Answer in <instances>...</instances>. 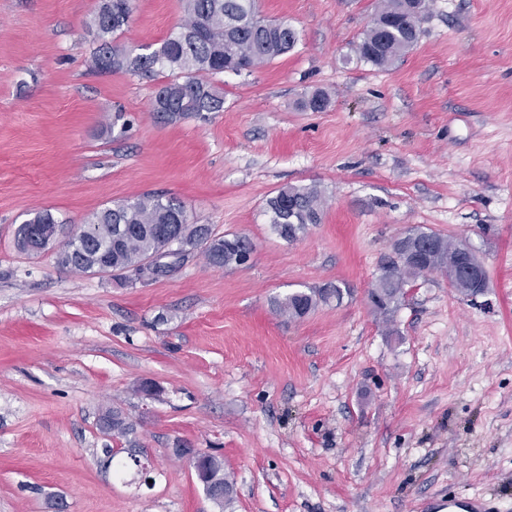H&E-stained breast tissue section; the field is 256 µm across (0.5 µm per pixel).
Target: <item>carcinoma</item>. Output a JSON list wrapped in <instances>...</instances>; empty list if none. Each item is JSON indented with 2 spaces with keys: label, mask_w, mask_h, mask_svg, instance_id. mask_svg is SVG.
Here are the masks:
<instances>
[{
  "label": "carcinoma",
  "mask_w": 512,
  "mask_h": 512,
  "mask_svg": "<svg viewBox=\"0 0 512 512\" xmlns=\"http://www.w3.org/2000/svg\"><path fill=\"white\" fill-rule=\"evenodd\" d=\"M184 19L178 30L155 49L133 54L117 44V38L128 27L132 0H97L89 22L98 46L90 57V67L97 72H127L152 76L169 72L158 87L152 111L169 120H178L201 112L224 111V92L211 81L218 73H241L267 64L288 54L299 40L296 30L285 22L259 18L256 0H181ZM428 12L427 0H381L356 51L361 59L374 66L385 67L404 57L417 44L422 23ZM326 92L315 89L304 93L296 102L301 111L322 112L329 106ZM324 197L317 186H286L266 202L269 221L287 241H295L310 224L322 220ZM88 225L96 230V238L80 241L72 253L73 269L84 271L83 256L98 253L112 271L136 270L144 276H155L145 260L169 247L175 241L191 250L203 246L210 265L224 268L244 261L251 248L241 236H215L205 224L189 223L182 201L166 194L146 193L121 203L106 206L93 213ZM408 240L433 238L441 246L439 258L431 271H438L452 257L458 241L420 229L407 231ZM382 285L376 312L392 314L401 304L405 288L424 276L413 263L379 264ZM344 289L336 285L330 295L311 291L294 292L276 302L279 312L299 319L320 303L334 299L341 302ZM101 429L116 437L133 432L122 413L106 410L100 417ZM207 482L206 494L212 500L231 502L234 482L213 456L199 464Z\"/></svg>",
  "instance_id": "obj_1"
}]
</instances>
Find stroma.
<instances>
[{
  "mask_svg": "<svg viewBox=\"0 0 512 512\" xmlns=\"http://www.w3.org/2000/svg\"><path fill=\"white\" fill-rule=\"evenodd\" d=\"M96 3L0 0V512H512V0H428L386 68L356 53L379 0H257L296 47L213 75L223 111L175 122L152 111L161 76L90 69ZM132 6L119 43L135 53L182 18L180 0ZM316 88L330 107L298 110ZM287 185L325 198L294 242L264 213ZM147 192L248 237L247 262L198 249L130 281L16 246L31 213L76 233ZM411 228L474 246L485 292L438 271L382 320L366 294ZM329 283L342 303L276 311ZM108 408L132 434L99 430ZM179 445L223 463L229 505Z\"/></svg>",
  "mask_w": 512,
  "mask_h": 512,
  "instance_id": "35a3bbf8",
  "label": "stroma"
}]
</instances>
